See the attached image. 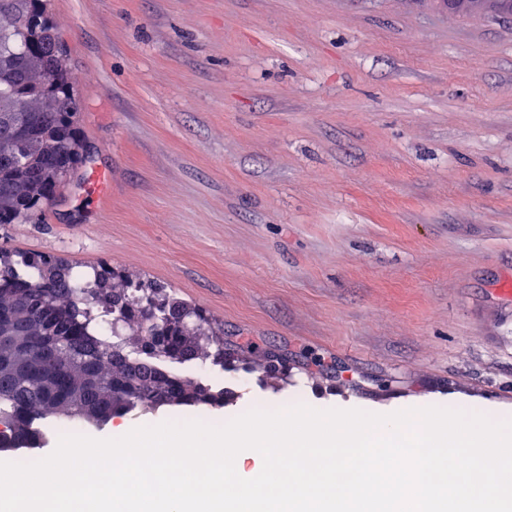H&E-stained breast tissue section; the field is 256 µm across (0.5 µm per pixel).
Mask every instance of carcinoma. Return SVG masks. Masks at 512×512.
I'll use <instances>...</instances> for the list:
<instances>
[{
  "label": "carcinoma",
  "instance_id": "carcinoma-1",
  "mask_svg": "<svg viewBox=\"0 0 512 512\" xmlns=\"http://www.w3.org/2000/svg\"><path fill=\"white\" fill-rule=\"evenodd\" d=\"M81 111L52 0H0V224L30 223L71 180L82 164ZM73 275L53 255L0 250V326L17 325L15 341L0 346L1 448L36 444L50 420L72 429L136 406L224 401L156 364L182 355L192 336L224 364V338L203 310L151 280L129 293L104 268L75 288ZM101 313L135 325L138 344L100 334ZM158 334L168 337L167 355L149 349Z\"/></svg>",
  "mask_w": 512,
  "mask_h": 512
}]
</instances>
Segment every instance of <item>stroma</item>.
<instances>
[{
    "label": "stroma",
    "mask_w": 512,
    "mask_h": 512,
    "mask_svg": "<svg viewBox=\"0 0 512 512\" xmlns=\"http://www.w3.org/2000/svg\"><path fill=\"white\" fill-rule=\"evenodd\" d=\"M85 169L0 249L147 278L224 331L220 426L512 415V15L445 0H53ZM276 353L286 365L269 370Z\"/></svg>",
    "instance_id": "obj_1"
}]
</instances>
